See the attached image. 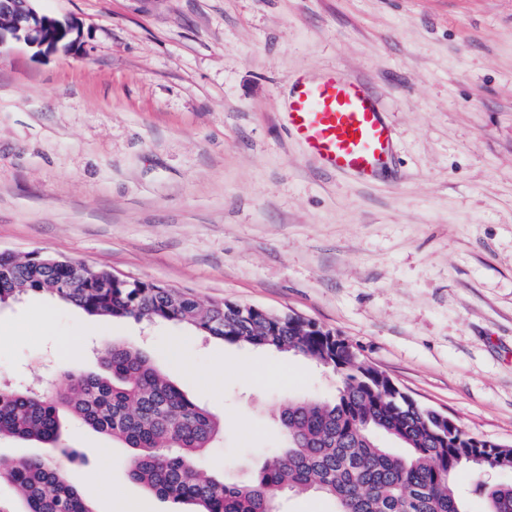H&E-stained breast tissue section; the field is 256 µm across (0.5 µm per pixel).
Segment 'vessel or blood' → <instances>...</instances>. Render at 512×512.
Returning <instances> with one entry per match:
<instances>
[{
    "label": "vessel or blood",
    "mask_w": 512,
    "mask_h": 512,
    "mask_svg": "<svg viewBox=\"0 0 512 512\" xmlns=\"http://www.w3.org/2000/svg\"><path fill=\"white\" fill-rule=\"evenodd\" d=\"M288 127L331 171L371 178L385 166L394 132L363 80L340 74L299 83L288 103Z\"/></svg>",
    "instance_id": "vessel-or-blood-1"
}]
</instances>
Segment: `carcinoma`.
<instances>
[{
  "label": "carcinoma",
  "mask_w": 512,
  "mask_h": 512,
  "mask_svg": "<svg viewBox=\"0 0 512 512\" xmlns=\"http://www.w3.org/2000/svg\"><path fill=\"white\" fill-rule=\"evenodd\" d=\"M103 268L52 264L50 258L0 253V305L45 293L91 315L187 324L205 340L294 352L338 378L331 401L284 400L277 418L281 444L268 449L248 481L202 471L204 451L224 425L163 376L138 347L112 344L101 351L108 375L69 376L66 387L35 390L0 386V438L58 443L60 414L134 449L129 479L156 496L197 507L195 512H281L289 492H315L330 512H469L454 484L462 466L479 475L486 512H512V483L482 478L512 448L480 441L440 413L425 408L358 361L343 340L299 318H273L258 308L205 303L187 291L142 281L103 286ZM392 440L405 452L386 445ZM21 512H94L68 484L51 456L0 458Z\"/></svg>",
  "instance_id": "cac0c4a2"
}]
</instances>
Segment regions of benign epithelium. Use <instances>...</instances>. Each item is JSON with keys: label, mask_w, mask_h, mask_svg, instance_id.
<instances>
[{"label": "benign epithelium", "mask_w": 512, "mask_h": 512, "mask_svg": "<svg viewBox=\"0 0 512 512\" xmlns=\"http://www.w3.org/2000/svg\"><path fill=\"white\" fill-rule=\"evenodd\" d=\"M34 2L0 0V47L8 42H23L47 51L60 46L70 50L79 48L82 39L79 25L38 11Z\"/></svg>", "instance_id": "obj_1"}]
</instances>
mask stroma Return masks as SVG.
I'll use <instances>...</instances> for the list:
<instances>
[{"mask_svg":"<svg viewBox=\"0 0 512 512\" xmlns=\"http://www.w3.org/2000/svg\"><path fill=\"white\" fill-rule=\"evenodd\" d=\"M78 50L0 46V251L69 258L322 326L419 403L512 445V0H37ZM367 81L395 130L375 181L322 168L288 131L299 79ZM83 310L0 307V384L99 373L141 347L224 422L204 468L248 476L275 410L330 399L293 354L116 320L68 349ZM223 366L219 390L201 376ZM257 369L258 384L244 372ZM68 482L177 512L126 475L130 449L63 419Z\"/></svg>","mask_w":512,"mask_h":512,"instance_id":"stroma-1","label":"stroma"}]
</instances>
